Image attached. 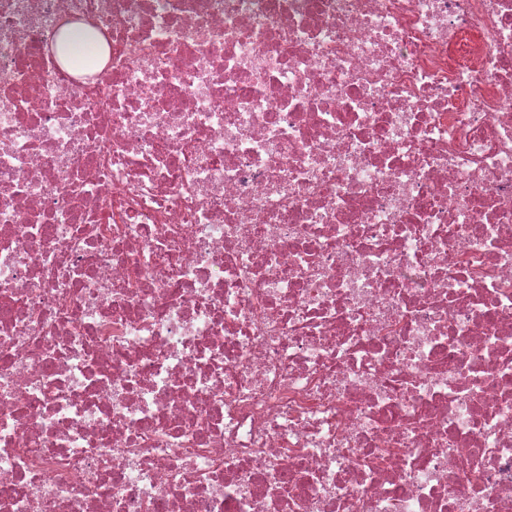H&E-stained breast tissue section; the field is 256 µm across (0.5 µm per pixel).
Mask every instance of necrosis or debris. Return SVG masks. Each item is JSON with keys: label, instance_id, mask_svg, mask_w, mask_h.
I'll use <instances>...</instances> for the list:
<instances>
[{"label": "necrosis or debris", "instance_id": "obj_1", "mask_svg": "<svg viewBox=\"0 0 512 512\" xmlns=\"http://www.w3.org/2000/svg\"><path fill=\"white\" fill-rule=\"evenodd\" d=\"M0 512H512V0H0Z\"/></svg>", "mask_w": 512, "mask_h": 512}]
</instances>
